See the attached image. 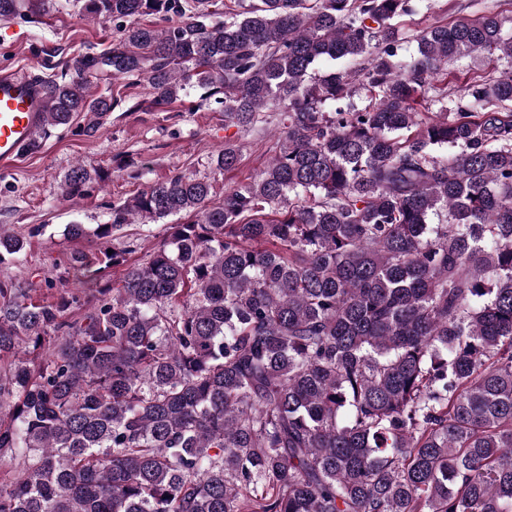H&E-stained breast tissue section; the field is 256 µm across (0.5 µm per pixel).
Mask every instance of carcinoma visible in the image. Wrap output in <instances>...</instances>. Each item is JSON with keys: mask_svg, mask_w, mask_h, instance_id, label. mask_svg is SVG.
Returning a JSON list of instances; mask_svg holds the SVG:
<instances>
[{"mask_svg": "<svg viewBox=\"0 0 512 512\" xmlns=\"http://www.w3.org/2000/svg\"><path fill=\"white\" fill-rule=\"evenodd\" d=\"M77 4L119 42L45 84L46 126L112 112L99 62L149 109L199 87L227 128L279 122L219 204L180 172L66 225L99 245L64 260L86 300L0 279V512H512V69L448 90L450 60L512 59L504 21L431 23L403 62L415 0ZM106 178L77 164L63 192ZM23 249L0 227V263ZM170 219L158 223H135L126 226L119 235L115 236L109 246L122 249L128 242H134L138 245L136 253L130 255L132 259L142 258L153 246L159 244L166 234V224H171ZM149 224V225H142ZM148 229L150 231H148Z\"/></svg>", "mask_w": 512, "mask_h": 512, "instance_id": "1", "label": "carcinoma"}]
</instances>
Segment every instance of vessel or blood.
<instances>
[{"instance_id":"1","label":"vessel or blood","mask_w":512,"mask_h":512,"mask_svg":"<svg viewBox=\"0 0 512 512\" xmlns=\"http://www.w3.org/2000/svg\"><path fill=\"white\" fill-rule=\"evenodd\" d=\"M45 121V93L40 80L0 73V168L11 167L31 146Z\"/></svg>"}]
</instances>
